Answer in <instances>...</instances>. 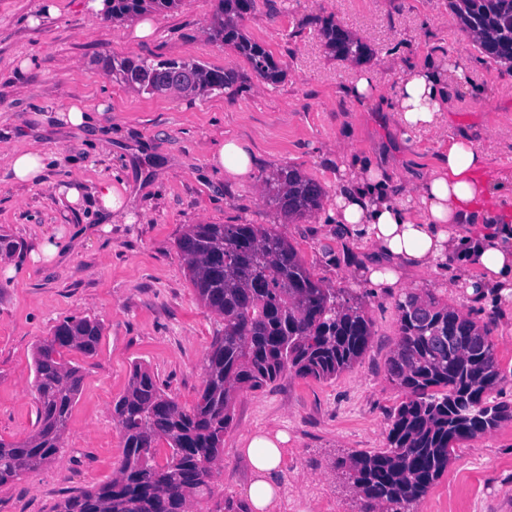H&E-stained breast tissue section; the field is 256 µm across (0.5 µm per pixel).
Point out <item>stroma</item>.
Segmentation results:
<instances>
[{
	"label": "stroma",
	"mask_w": 512,
	"mask_h": 512,
	"mask_svg": "<svg viewBox=\"0 0 512 512\" xmlns=\"http://www.w3.org/2000/svg\"><path fill=\"white\" fill-rule=\"evenodd\" d=\"M92 0H0V157L32 146L48 159L46 183L16 184L0 160V237L13 246L0 267V439L20 440L36 422L33 349L71 316L99 322L97 355L78 357L83 386L57 457L0 486V512H51L64 498L110 481L122 458L112 418L133 363L192 407L203 388V360L222 320L199 300L177 241L191 224H261L285 235L315 279L362 299L373 324L366 354L330 380L287 376L239 393L224 453L215 469L220 494L243 498L254 471L243 454L255 432H285L281 470L299 512H357L356 493L340 460L384 448L391 410L404 391L387 373L399 339L401 292L367 288L356 271L369 251L336 235L328 210L337 146L370 157L400 176L430 168L429 140L404 144L387 112L401 78L428 58L463 57L472 86L449 85L448 133L489 146L494 172L512 181V69L481 53L462 31L448 0H256L245 33L281 65L275 83L258 77L231 46L208 36L218 0H180L155 10L153 32L136 37V20L112 22ZM56 13H47V5ZM334 19L361 39L368 55L337 58L325 47L321 21ZM196 60L233 71L224 91L184 97L147 94L112 78L107 57ZM30 58L28 71L18 63ZM372 69L376 93L364 100L345 89L359 68ZM88 111L105 108L101 127L75 129L50 119L67 99ZM247 138L261 163L245 181L226 179L208 162L224 138ZM282 165L317 181L325 196L311 216L288 222L264 198L266 177ZM128 171L132 224L103 223L85 207L66 211L56 183L81 179L95 187L114 170ZM58 247L51 260L40 248ZM406 285L490 323L512 403V300L474 306L464 290L430 270L406 271ZM416 512H512V421L457 444L448 472Z\"/></svg>",
	"instance_id": "35a3bbf8"
}]
</instances>
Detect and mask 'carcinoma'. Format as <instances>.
<instances>
[{"label": "carcinoma", "mask_w": 512, "mask_h": 512, "mask_svg": "<svg viewBox=\"0 0 512 512\" xmlns=\"http://www.w3.org/2000/svg\"><path fill=\"white\" fill-rule=\"evenodd\" d=\"M179 0H104L103 15L122 21L149 10L173 9ZM255 0H220L209 38L231 45L260 78L274 83L272 54L248 38L240 21ZM462 29L490 59L512 68V0H449ZM326 46L345 59L364 45L327 18ZM110 72L153 94L204 95L222 91L234 73L191 60L114 57ZM267 201L288 219L318 210L325 192L292 166L265 179ZM191 282L224 328L204 359V388L187 409L162 390L140 363L113 406L124 441L112 480L55 504L53 512H188L214 501L210 512H249L231 495L214 499V467L233 422L235 397L276 380H329L367 352L372 323L362 303L343 288L314 279L295 247L261 224H190L177 242ZM399 340L387 372L407 398L390 413L386 447L348 459L361 512H414L447 471L454 445L512 420V404L493 396L503 375L489 339L490 324L431 297L398 300ZM102 337L97 322L69 317L40 341L33 356L36 429L21 441L0 439V486L55 459L82 387L69 353L92 357Z\"/></svg>", "instance_id": "carcinoma-1"}]
</instances>
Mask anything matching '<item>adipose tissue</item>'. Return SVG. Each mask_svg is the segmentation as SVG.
<instances>
[{"label":"adipose tissue","mask_w":512,"mask_h":512,"mask_svg":"<svg viewBox=\"0 0 512 512\" xmlns=\"http://www.w3.org/2000/svg\"><path fill=\"white\" fill-rule=\"evenodd\" d=\"M452 81L469 83L465 59L424 63L396 86L389 109L406 134L433 135L441 150L437 166L402 184L372 160L337 152L329 216L347 236L381 254L380 263L362 272L368 287L391 292L402 287L404 270H442L449 287L491 307L512 295V192L490 175L481 145L449 137L442 117ZM5 161L16 183L43 184L41 149L16 150ZM209 161L225 177L244 180L253 173L255 156L248 142L228 138ZM283 441L258 433L247 444L245 455L262 474L246 494L251 512H271L277 492L264 476L279 469Z\"/></svg>","instance_id":"obj_1"}]
</instances>
